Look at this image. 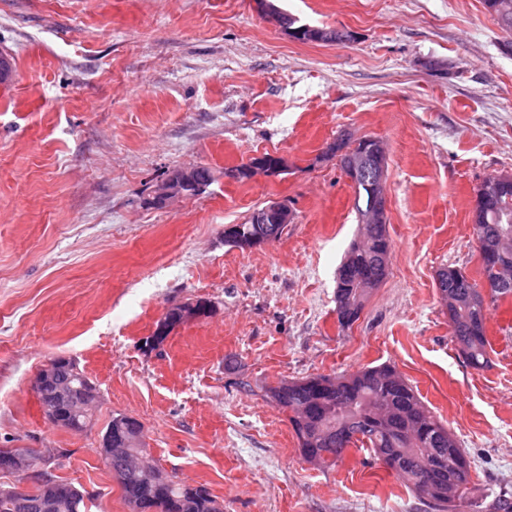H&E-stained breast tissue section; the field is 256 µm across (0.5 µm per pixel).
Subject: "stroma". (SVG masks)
<instances>
[{
  "label": "stroma",
  "mask_w": 512,
  "mask_h": 512,
  "mask_svg": "<svg viewBox=\"0 0 512 512\" xmlns=\"http://www.w3.org/2000/svg\"><path fill=\"white\" fill-rule=\"evenodd\" d=\"M347 41H293L253 0H0V448L53 456L130 512L100 448L113 415L144 426L145 456L223 512H430L368 453L306 461L266 397L282 379L389 364L472 460L473 498L512 491V298L486 311L491 366L459 356L440 268L481 280L471 209L512 175V53L483 0H276ZM386 151L388 274L350 329L336 271L360 235L355 193L326 143ZM288 157L278 179L225 168ZM206 165L195 198L145 207L157 175ZM273 201L292 224L243 250L224 227ZM211 317L148 350L163 311ZM95 383L93 425H49L32 389L50 359ZM249 390L239 387L240 381Z\"/></svg>",
  "instance_id": "stroma-1"
}]
</instances>
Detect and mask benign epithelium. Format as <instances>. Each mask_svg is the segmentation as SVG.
<instances>
[{"label": "benign epithelium", "mask_w": 512, "mask_h": 512, "mask_svg": "<svg viewBox=\"0 0 512 512\" xmlns=\"http://www.w3.org/2000/svg\"><path fill=\"white\" fill-rule=\"evenodd\" d=\"M257 9L268 17L279 29L293 39L302 38L308 42L328 43L331 39L330 31L324 27L309 26L299 23L298 18L290 17L291 24L284 23V12L277 8L272 0H254ZM276 163L269 164L255 155L246 161L245 171L249 179L253 180L262 175L270 179L288 173V158L275 155ZM320 158L335 160L339 163L345 176L352 185L360 181L369 183L372 189L373 202L367 212L361 216L363 224L387 223V194H386V156L379 140L375 138L364 139V146L354 150L344 145L341 138L329 142L322 150ZM504 177L501 175L489 176L478 186L472 208V223L478 224L485 220V212L481 201L498 193ZM206 190L197 177L194 168H180L166 171L155 179V185L149 200L163 206L174 198H184L190 195L198 196ZM292 221V212L288 205L281 201H272L261 210L250 215L247 223L250 227L230 224L224 228V240L231 246L243 249L260 247L272 240V231L267 228L269 224H289ZM213 313V305L206 299L194 302L176 304L168 307L155 328V334L170 336L181 324L202 320ZM67 361L65 357H56L45 364L36 376L35 389L42 393L45 385L51 380L58 366ZM97 399V389H89L84 396L77 397L71 387H59L43 403L46 419L49 424L56 425L62 416L68 414L79 401ZM131 441L123 442L112 440V426H107L100 441V447L105 449L107 456L126 451ZM0 456L10 462V469L17 476H25L34 469L33 457L22 448H0Z\"/></svg>", "instance_id": "benign-epithelium-1"}]
</instances>
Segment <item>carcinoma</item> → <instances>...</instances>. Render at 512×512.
Here are the masks:
<instances>
[{
  "mask_svg": "<svg viewBox=\"0 0 512 512\" xmlns=\"http://www.w3.org/2000/svg\"><path fill=\"white\" fill-rule=\"evenodd\" d=\"M488 213H496L495 223L475 224L476 242L497 240L512 259V179L503 192L487 204ZM392 244L384 224H365L359 240L353 242L338 269L336 277V313L348 319L340 327L349 328L363 310L369 292L362 288L358 276L363 275L379 285L386 277L387 267L382 257L389 255ZM441 277V302L448 299L457 303L455 313L458 327L453 341L464 362L473 369L489 367L486 317L471 303V291L477 283L455 267L438 272ZM89 378L74 363L61 368L53 383L45 388L52 393L54 385L80 387ZM270 402L288 413L289 422L298 439L303 457L325 465H334L345 452L356 447L365 450L378 462L401 477L409 489L421 500L447 512L448 491L461 492L468 498L471 484V460L465 451L458 450L451 465L426 490H421L418 476L422 467L419 450L448 456L450 430L423 403L413 385L393 366L381 364L364 367L354 373L331 376H307L288 382L279 381L266 389ZM117 478L124 498L131 502L158 501L166 512H221L216 500L206 487H191L163 474V480L150 482L142 478L141 470L153 468L144 461L143 442H138L128 457L107 460ZM51 462L36 468L30 477L35 490L24 493L28 501L25 509L14 508L13 496L0 483V512H52L43 508L42 482L52 480ZM89 495L72 485L65 499V512H87Z\"/></svg>",
  "mask_w": 512,
  "mask_h": 512,
  "instance_id": "carcinoma-1",
  "label": "carcinoma"
}]
</instances>
